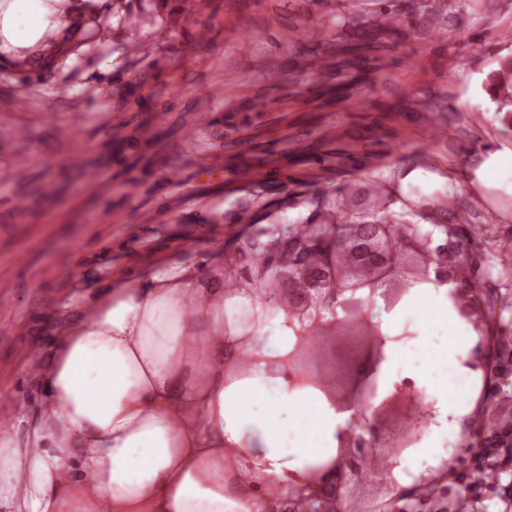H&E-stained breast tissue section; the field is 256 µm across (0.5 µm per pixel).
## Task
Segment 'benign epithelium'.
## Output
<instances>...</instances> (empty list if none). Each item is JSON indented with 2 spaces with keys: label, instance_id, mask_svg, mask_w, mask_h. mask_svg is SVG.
Here are the masks:
<instances>
[{
  "label": "benign epithelium",
  "instance_id": "obj_1",
  "mask_svg": "<svg viewBox=\"0 0 512 512\" xmlns=\"http://www.w3.org/2000/svg\"><path fill=\"white\" fill-rule=\"evenodd\" d=\"M344 249L351 256L348 263L336 260L337 242L329 237L316 242L302 263L279 276L281 284H290L296 278L305 279L309 287L292 291L296 297V310L300 312L330 310V316H319L313 324L312 334L302 338L301 343L289 354V366L297 369L307 382L318 384L321 378L308 364L315 336L333 326L336 331L356 332L367 341V369L351 387L336 396L337 408H353L355 414L342 438L339 455L328 469L312 471L288 490V510L294 512L298 503H318L309 512H348L345 504L350 488L363 483L355 460L356 453H369L375 458L373 482L386 487L388 504L395 512H456L455 495L442 492L441 497L430 502L428 487L416 485L411 489L399 487L391 477L394 460L407 448L412 447L427 426L428 414L422 411L421 397L415 391L398 388L390 396L374 406L366 402L373 392L379 365L384 360L383 339L372 322L369 310L376 306L373 298L340 299L345 292H356L360 288L357 271L363 264L377 269L378 281L385 286L381 297L386 307H392L403 293L398 279L407 277L404 258L417 256L415 272L427 280L435 273L438 280L447 282L454 279L455 255H448V261L437 259L439 250L433 238L420 231L417 224H389L382 222L368 225L366 231L347 229L343 233ZM341 307L343 317H338L336 307ZM402 405L400 418L402 426L395 434L382 432L369 415L383 413L396 405ZM403 507H397L398 502Z\"/></svg>",
  "mask_w": 512,
  "mask_h": 512
}]
</instances>
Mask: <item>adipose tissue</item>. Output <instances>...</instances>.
Instances as JSON below:
<instances>
[{"label":"adipose tissue","instance_id":"obj_1","mask_svg":"<svg viewBox=\"0 0 512 512\" xmlns=\"http://www.w3.org/2000/svg\"><path fill=\"white\" fill-rule=\"evenodd\" d=\"M75 0H0V58L55 67L78 40ZM454 283L410 288L406 307L448 338L410 365L381 313L382 390L433 378L452 431L473 371ZM276 335H268V327ZM288 311L190 271L121 283L66 332L27 423L0 419V512H270L308 466L335 461L350 411L288 378Z\"/></svg>","mask_w":512,"mask_h":512}]
</instances>
